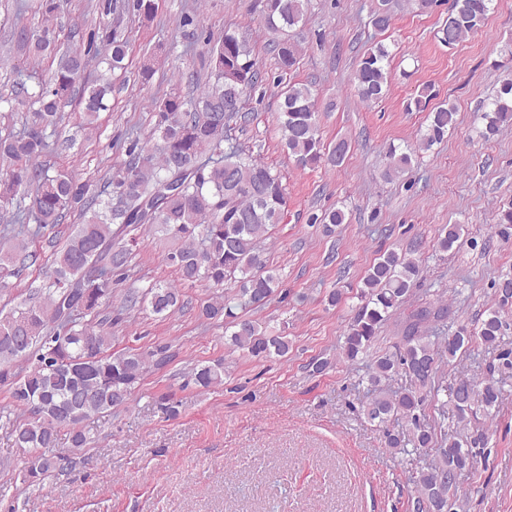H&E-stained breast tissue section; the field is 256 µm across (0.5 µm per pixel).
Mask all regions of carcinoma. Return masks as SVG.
Returning <instances> with one entry per match:
<instances>
[{
	"mask_svg": "<svg viewBox=\"0 0 512 512\" xmlns=\"http://www.w3.org/2000/svg\"><path fill=\"white\" fill-rule=\"evenodd\" d=\"M492 3L452 0L440 29L442 44L455 46L476 32L488 18ZM307 5L308 0H264L262 17L268 28L284 33L304 23ZM399 7V0H375L369 16L374 31H388ZM179 25L192 27L187 36L204 42L200 60L207 70L205 90L195 98L172 92L155 102L153 134L158 142L130 139L125 166L92 196L90 185L64 170L49 173L37 158L48 147L47 129L57 127L60 105L69 100L77 83H83L81 101L88 123L107 108L109 83L84 81V73L101 55L96 32L81 35L77 45L61 50L49 25L38 32L25 26L14 30L19 49L34 58L53 55L55 68L53 82L36 92L29 91L23 79L15 81L17 101L29 105L26 123L22 132L0 137V161L7 164L0 174V220L13 207V219L21 224L12 238L0 243V286L21 276L26 261L33 257L29 242L42 230L60 223L67 210L85 211L84 222L76 225L56 253L52 276L30 291L22 308L0 312V384L10 390V404L0 409V417H10L15 408L27 414L13 431L18 447L38 450L23 474V482L30 486L73 465V459L50 453L59 427H72V454L82 451L87 437L78 425L125 402L147 368H159L170 359L165 346L116 355L111 352V319L94 326L79 321L82 312L112 304V277L121 275L128 256V249L119 242L122 229L140 226L180 241L167 261L183 283L221 288L237 274L239 299L252 306L262 305L279 287L276 274L258 272L262 264L256 246L284 221L285 188L269 167L245 153L227 134L230 123L242 118L247 92L263 82L262 73L250 44L239 33L227 30L213 45L198 31L196 15H182ZM107 45L112 69L124 68L126 42L114 34ZM274 50L281 72L288 73L298 63L302 47L285 37L274 43ZM391 56L380 41L363 53L353 76L361 101L386 95L392 81ZM282 96L283 141L295 161L303 166L341 164L349 144L340 138L332 147H324L311 88L289 83ZM457 115V108L449 102L434 107L413 148L388 147L384 177H399L414 153L444 142L457 124ZM481 119L480 136L485 140L512 125L511 73L485 104ZM30 220L32 227L27 225ZM421 274L419 260L411 252L390 251L370 266L361 289L364 303L341 346L343 359L353 361L367 351L382 325L403 306ZM126 301L145 303L154 314L167 316L178 305L179 291L156 283L133 292ZM447 314L441 307L413 309L402 324L403 351L375 356L367 378L372 395L364 406L368 420L380 425L405 423L401 429H384L387 447L401 453L410 449L432 452L431 462L412 476L409 512H458L460 478L475 467L478 448L485 445L481 434L466 441L450 437L439 442L425 420L423 390L435 382L443 357L456 356L471 339L464 327L442 338L429 334L427 323L441 321ZM201 315L228 321L233 327L231 344L252 357L288 355V337L238 315L224 301L204 306ZM505 327L496 309L481 323L477 336L484 345L498 349V365L489 367L479 380L453 386L450 407L459 423L471 421L480 411L490 415L499 406L502 389L495 374L512 369V348L503 346ZM400 370L412 378L414 387L393 391L387 381ZM190 377L204 390L219 385L224 382V363L196 366Z\"/></svg>",
	"mask_w": 512,
	"mask_h": 512,
	"instance_id": "carcinoma-1",
	"label": "carcinoma"
}]
</instances>
